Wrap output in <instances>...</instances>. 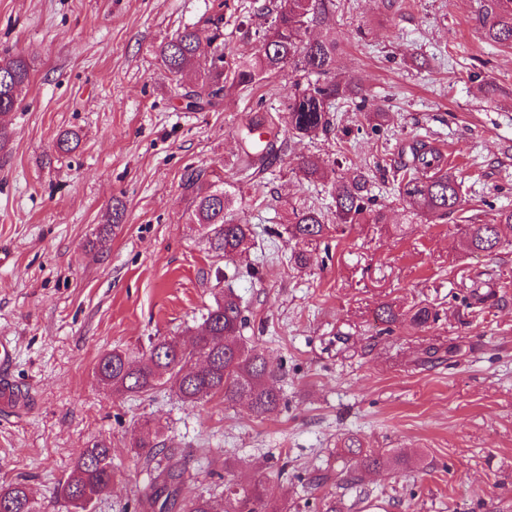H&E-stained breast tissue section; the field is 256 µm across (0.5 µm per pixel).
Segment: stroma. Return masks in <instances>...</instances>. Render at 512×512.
Wrapping results in <instances>:
<instances>
[{
  "label": "stroma",
  "mask_w": 512,
  "mask_h": 512,
  "mask_svg": "<svg viewBox=\"0 0 512 512\" xmlns=\"http://www.w3.org/2000/svg\"><path fill=\"white\" fill-rule=\"evenodd\" d=\"M219 0H0V52L24 55L30 82L0 124V337L13 344L6 376L25 401L0 406V488L22 480L41 512H66L55 489L93 441L112 447V488L94 512H144L138 499L158 463L132 446L143 418L159 421L195 482L187 496H224V467L268 479L291 512H512V230L495 254L458 246L466 224L512 208V48L485 40L483 0H334L310 24L335 33L336 77L365 102L341 99L328 132L301 138L283 109L291 69L238 89L214 111L189 112L181 93L193 73L169 74L155 48ZM228 54L250 50L268 0H226ZM267 109L283 140L261 184L233 165L238 133ZM381 112L375 128L368 113ZM78 131L61 157L58 134ZM438 147L461 184L462 205L437 221L402 200L393 170L410 147ZM315 156L325 180L296 177ZM189 168L218 169L253 229L217 278L186 218ZM368 171L383 224H350L321 239L300 269L284 230L294 206L333 223L339 177ZM123 205L121 224L112 208ZM112 224L108 249L85 243ZM234 290L245 335L279 371L284 397L258 416L216 398L184 404L169 390L115 398L95 378L100 354L190 338L216 292ZM399 321L384 330L378 307ZM437 319L418 328L415 306ZM350 448L398 452L397 474L359 470Z\"/></svg>",
  "instance_id": "stroma-1"
}]
</instances>
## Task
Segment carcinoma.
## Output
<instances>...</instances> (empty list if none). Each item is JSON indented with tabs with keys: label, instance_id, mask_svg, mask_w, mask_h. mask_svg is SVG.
Here are the masks:
<instances>
[{
	"label": "carcinoma",
	"instance_id": "cac0c4a2",
	"mask_svg": "<svg viewBox=\"0 0 512 512\" xmlns=\"http://www.w3.org/2000/svg\"><path fill=\"white\" fill-rule=\"evenodd\" d=\"M331 0H280L271 10L268 28L258 36L259 47L250 54H241L228 63L224 52L223 4L163 40L156 53L170 72L193 70L197 82L185 90L186 110H216L225 92L258 83L263 76L290 67L302 73L303 80L294 83V94L286 105L288 129L300 137H312L330 130L336 100L354 91L350 82L336 80V37L324 35L307 40L304 34L309 23L326 13ZM482 14L484 38L493 44L512 45V0H486ZM27 60L8 51L0 53V116L15 110L29 81ZM361 93V90L354 91ZM267 118L251 117L240 138L237 159L240 171L255 177L263 173L275 152L273 142L263 139L256 129ZM79 142L78 133L64 131L55 142L60 154L73 151ZM412 165H403L399 193L416 212L438 219L461 206V184L448 172L445 158L434 147L420 142L412 147ZM296 175L309 183L324 177V170L315 156L297 167ZM183 187L192 199L187 223L198 225L207 238L209 249L227 262L234 261L251 235V227L239 216L235 195L224 190V175L218 170L190 169L183 178ZM336 224H384L383 211L374 207L371 180L364 171L343 178L333 196ZM120 207L113 208L112 223L99 229L89 246L100 251L112 235V225L121 221ZM512 226V208L499 210L492 222L467 224L462 229L461 246L468 253L490 255L501 246L502 225ZM331 225L324 222L317 209L294 207L289 214L288 235L303 248L293 252L291 261L306 267L314 261L309 245L323 238ZM207 310L201 329L187 348L174 337L159 339L137 355L114 349L103 354L96 365V377L113 395H146L161 386H168L188 405L198 406L215 397L227 406L247 402L254 413L263 416L278 409L282 396L271 384L275 369L243 336L248 324L242 307L233 295L214 299ZM161 427L147 421L142 425L133 445L154 456L166 448L160 438ZM347 453L361 457L368 468L398 472L409 459L391 453H363L349 448ZM224 506L202 494L181 497L185 469L174 455L159 474V484L146 496V507L159 512L180 505L182 512H288V501L270 500L262 478L242 479L232 469L225 470ZM112 482V448L96 441L85 448L74 462L66 480L58 486L56 497L73 512H93L97 498ZM0 512H38L29 488L18 482L0 489Z\"/></svg>",
	"mask_w": 512,
	"mask_h": 512
}]
</instances>
